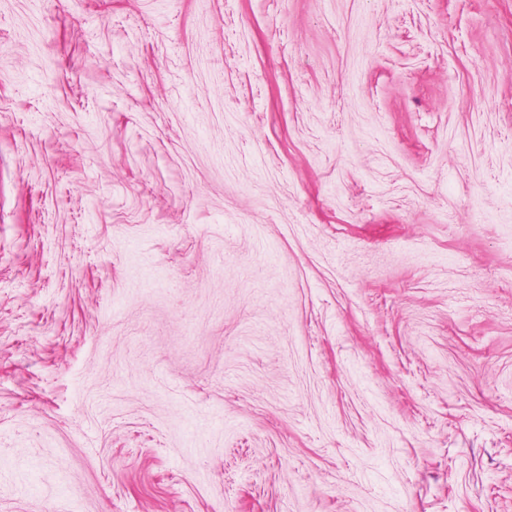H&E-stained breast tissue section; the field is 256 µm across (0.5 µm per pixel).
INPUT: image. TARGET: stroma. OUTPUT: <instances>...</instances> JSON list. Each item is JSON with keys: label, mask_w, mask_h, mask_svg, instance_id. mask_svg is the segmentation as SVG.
<instances>
[{"label": "stroma", "mask_w": 512, "mask_h": 512, "mask_svg": "<svg viewBox=\"0 0 512 512\" xmlns=\"http://www.w3.org/2000/svg\"><path fill=\"white\" fill-rule=\"evenodd\" d=\"M0 512H512V0H0Z\"/></svg>", "instance_id": "stroma-1"}]
</instances>
